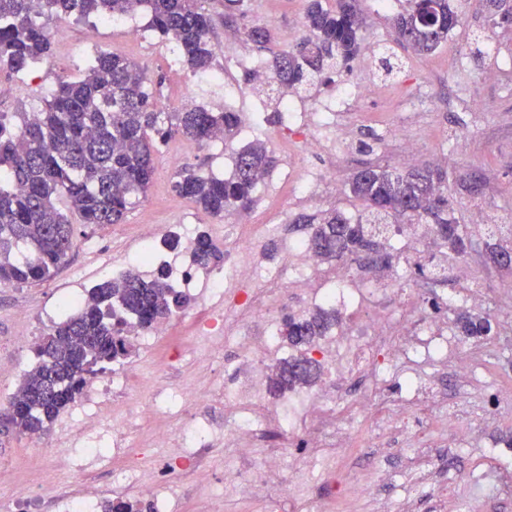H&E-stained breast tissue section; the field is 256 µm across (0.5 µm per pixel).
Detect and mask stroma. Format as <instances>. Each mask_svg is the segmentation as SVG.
<instances>
[{
  "mask_svg": "<svg viewBox=\"0 0 512 512\" xmlns=\"http://www.w3.org/2000/svg\"><path fill=\"white\" fill-rule=\"evenodd\" d=\"M246 4L244 20L231 27L220 23L214 28L215 67H223L225 56L230 54L247 59L246 64L227 72L223 83L199 79L174 60L168 41L154 32L147 30L141 40L129 41L126 27L145 26L147 18L143 14L126 18L121 26L66 16L49 26V62L22 76L0 71V83L15 86L13 95L0 97V112L36 109L57 81L81 78L100 51L124 55L140 63L149 77L163 78L161 102L167 110L202 105L215 111H249L250 121L240 126L235 147L259 138L279 159L257 194L252 208L255 221L260 224L270 213L281 208L286 211V223L278 236L264 242L261 259L268 266L281 262L288 242L309 237L308 218L336 208L351 215L360 211L361 205L352 198L347 185L353 173L366 164L402 173L415 168L446 172L459 223H471L474 212L483 210L503 231L512 230V70L503 71L496 85L483 78L494 54L512 57V25L498 24L472 0H454L459 22L447 43L435 53L418 56L398 45L393 28L396 15L408 7L406 0H397L392 10L384 13L375 12L369 0H361L365 17L361 54L349 66L329 72L310 92L301 95L299 103L302 111H311L316 99L330 96L342 84L358 78H374L379 92L345 117L352 135L348 157L336 173L341 188H328L319 201L311 202L295 194L288 177V142L294 134L276 111V84L251 76V61H267L270 54L245 36L254 17L267 16L274 21L277 48H287L302 31L308 0H246ZM89 29L96 35L87 45L83 34ZM410 114L418 120L420 145L412 164L403 160L397 143L388 135L391 125ZM364 142L369 144V151L361 150ZM185 166L226 171L230 168V153L220 143L200 146L182 138L172 140L154 159V176L145 198L127 211L121 223L74 224L72 248L51 279L0 286V350L14 349L25 363H34V348L42 331L19 320L17 308L27 306L31 317H38L59 309L64 299L74 295L75 285L87 289L101 281L102 264L118 258L136 263L134 249L141 224L156 225L162 239L180 224L194 225L199 232L209 230L214 216L194 202L177 197L172 190L177 171ZM492 243L487 230L472 231L462 257L470 274L466 281L449 271L429 284L414 274L415 263L430 261L441 252L435 240L414 250L402 249L395 240L384 242L389 255L385 267L369 266L360 256L352 259L358 276L373 275L387 281L399 278L401 287L419 290L425 301L437 293L453 297L466 294L468 285L479 286L486 297L484 315L494 327L491 335L459 341V351L480 359L478 375L461 380L449 371L435 378L439 395L467 403L465 425L470 439L462 444L455 434L439 435L427 448V456L440 469L422 491L416 512H439L448 499L453 500L456 512H512V481L504 475L506 469H512V448L502 440L503 435L512 433V398L505 396L506 391H512V318L501 314L502 308L512 306V294L498 289L501 282L512 280V269H502L490 261ZM206 306L204 297L193 296L169 337L153 352L139 345L122 362L130 386L127 394L113 396L116 410H135L154 397H169L185 383L210 390L231 379L232 372L225 363L234 359V352L212 345L192 331L194 319ZM45 439V447L30 449L21 437L0 435V457L14 463L13 468L0 472V501L24 498L29 492L27 477L32 472L41 475L45 490L70 488L82 492L91 484L111 483L113 469L124 464L118 457L111 466H101L96 459L84 456L80 446L61 445L54 430ZM385 445V450L375 449L371 428H364L354 438L353 452L338 461L334 485L315 480L309 490L311 500L322 512H403L405 489L414 480L415 471L401 439L388 438ZM65 455L79 461L82 472L62 465ZM373 469L390 470L392 481L376 498L351 500L343 491L348 476Z\"/></svg>",
  "mask_w": 512,
  "mask_h": 512,
  "instance_id": "1",
  "label": "stroma"
}]
</instances>
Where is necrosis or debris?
<instances>
[{"mask_svg": "<svg viewBox=\"0 0 512 512\" xmlns=\"http://www.w3.org/2000/svg\"><path fill=\"white\" fill-rule=\"evenodd\" d=\"M374 93L373 84L356 80L335 95L316 101L317 128L309 134L303 131L305 116L294 109L292 95L283 94L280 105L288 125L304 133L302 152L314 156L325 152L329 141L347 142L344 112ZM141 235L147 256L141 269L165 267L175 290L201 293L209 306L199 320L200 335L218 344L232 341L240 357L234 378L224 385V402L233 414L229 423L220 426L192 419L177 436L160 428L134 450L129 449L120 427H113L112 451L126 456L127 463L122 474L113 476L112 485L136 483L148 512H172V499L158 490L155 474L167 469L160 451L174 441L192 459L193 479L207 488L211 479L202 450L213 437L223 436L225 447L247 458L260 434L270 429L280 432L294 449L291 457L268 456L245 474L234 473L225 479L229 486L244 481L252 495L275 504L281 497L296 496L306 486L310 468L324 476L333 473L337 458L347 452L364 422H374L383 430L420 443L407 399L423 403L441 426L460 429L466 405H451L437 396L421 368L451 364L459 376L476 375L478 364L455 357L453 316L462 305H479L478 296L445 300L440 309L421 311L409 293H396L386 283L358 278L348 263H340L333 275H326L320 259L302 244L287 246L285 264L275 271L266 270L251 250L237 246L225 251L223 268L203 272L184 254L156 247L152 225H142ZM290 288L305 289L311 305L335 309L340 319L321 337L316 350L328 378L313 387L274 397L267 391L266 370L271 361L288 356L278 341V314L280 296ZM390 296L396 309L381 311V303ZM231 311L238 314L240 333L235 337L226 328ZM253 323L263 325V335L247 333V326ZM127 384L125 375L115 371L94 391L80 396L85 420L94 422L99 415H111L113 392L125 390ZM110 498L106 490L61 493L49 501L38 500L36 508L38 512H103Z\"/></svg>", "mask_w": 512, "mask_h": 512, "instance_id": "1", "label": "necrosis or debris"}]
</instances>
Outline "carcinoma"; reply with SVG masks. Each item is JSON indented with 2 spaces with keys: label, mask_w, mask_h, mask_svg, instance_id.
Returning a JSON list of instances; mask_svg holds the SVG:
<instances>
[{
  "label": "carcinoma",
  "mask_w": 512,
  "mask_h": 512,
  "mask_svg": "<svg viewBox=\"0 0 512 512\" xmlns=\"http://www.w3.org/2000/svg\"><path fill=\"white\" fill-rule=\"evenodd\" d=\"M394 20L398 42L418 55L448 41L458 23L451 0H409ZM148 16L147 28L178 45L185 65L196 75L213 70L209 35L214 18L203 0H0V70L25 74L49 60L52 21L75 15L88 20ZM305 32L288 48L273 52L278 85L312 87L321 76L346 66L362 48L359 0H336V9L309 3ZM248 40L263 49L277 41L273 28L253 25ZM162 82H153L135 61L99 52L78 81L58 82L44 99L37 118L26 112L0 113V284L49 280L71 247L67 213L84 224H116L148 189L154 156L179 136L198 145L230 143L241 123L232 109L213 112L198 106L166 112L159 105ZM279 160L256 140L235 150L227 174H205L193 167L177 173L172 190L215 217L248 211L256 202L258 178ZM445 177L440 171L402 174L365 166L350 181V192L365 206L352 220L334 211L324 214L308 239L323 259L341 260L370 249L385 218L420 224L431 219L435 233L454 254L466 252L469 229L451 216ZM65 201L68 212L56 202ZM193 263L203 269L224 262V251L209 234L193 242ZM89 300L53 325L35 348L37 362L27 372L0 419L18 435L47 432L84 386L134 351L132 334L183 312L191 297L168 285L166 273L131 271L120 280H104L88 291ZM336 325V312L319 308L282 321L288 345L311 347ZM466 336H487L491 322L465 317ZM323 372L306 357L278 362L268 376V392L277 397L297 386H311ZM106 512H145L139 501L114 499Z\"/></svg>",
  "instance_id": "carcinoma-1"
}]
</instances>
